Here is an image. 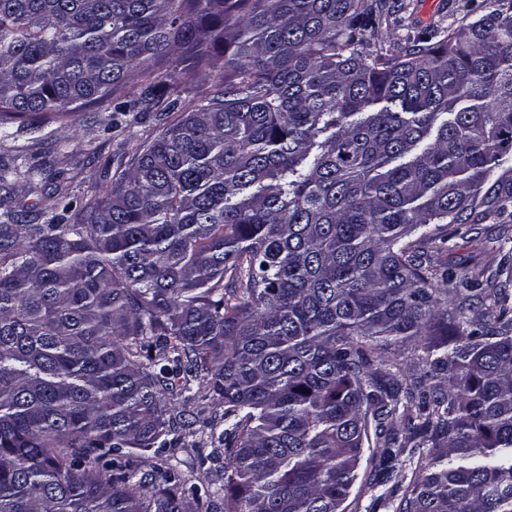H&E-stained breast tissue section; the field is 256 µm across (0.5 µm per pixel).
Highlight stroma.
<instances>
[{"label":"stroma","instance_id":"stroma-1","mask_svg":"<svg viewBox=\"0 0 512 512\" xmlns=\"http://www.w3.org/2000/svg\"><path fill=\"white\" fill-rule=\"evenodd\" d=\"M391 14L383 29L386 41L413 44L435 29L458 25L466 14H480L483 0H388ZM174 120L173 115L128 106L117 113L112 103L94 104L77 116L74 128L49 124L34 130L14 126L11 137L0 140V168L7 181L0 185V208L26 215L39 223V213L56 187H66L71 200L92 196L109 179L118 164H129L134 144L154 138ZM46 170L48 176L37 188L19 179L26 169ZM512 236V224H464L454 240L452 262L474 266H497L501 238ZM224 402L214 398L204 405L183 407L185 419L194 423L193 444L177 449L170 458L189 483L199 490L210 489L216 471L224 464V448L211 439L205 421L223 413Z\"/></svg>","mask_w":512,"mask_h":512}]
</instances>
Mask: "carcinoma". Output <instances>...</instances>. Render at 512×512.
<instances>
[{"label": "carcinoma", "mask_w": 512, "mask_h": 512, "mask_svg": "<svg viewBox=\"0 0 512 512\" xmlns=\"http://www.w3.org/2000/svg\"><path fill=\"white\" fill-rule=\"evenodd\" d=\"M385 7L0 0L1 135L122 112L135 69L189 109L115 187L0 213V512H512V247L440 260L456 225L512 223V0L404 49ZM171 52L185 82L223 57L220 90L169 99ZM200 377L206 500L159 462Z\"/></svg>", "instance_id": "cac0c4a2"}]
</instances>
